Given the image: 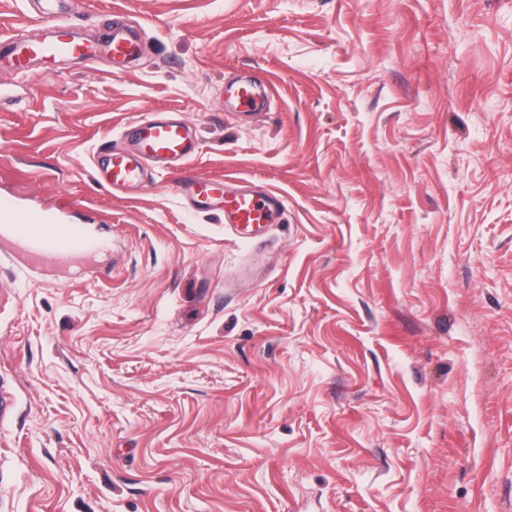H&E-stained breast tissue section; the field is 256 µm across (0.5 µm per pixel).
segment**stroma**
<instances>
[{"mask_svg": "<svg viewBox=\"0 0 512 512\" xmlns=\"http://www.w3.org/2000/svg\"><path fill=\"white\" fill-rule=\"evenodd\" d=\"M58 20L143 61L0 69V198L110 244L0 246V512H512V0H0ZM153 112L281 222L112 196L93 157ZM267 104V94L252 80L240 78L224 82V108L242 115L262 112Z\"/></svg>", "mask_w": 512, "mask_h": 512, "instance_id": "1", "label": "stroma"}]
</instances>
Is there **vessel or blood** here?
I'll list each match as a JSON object with an SVG mask.
<instances>
[{
	"label": "vessel or blood",
	"mask_w": 512,
	"mask_h": 512,
	"mask_svg": "<svg viewBox=\"0 0 512 512\" xmlns=\"http://www.w3.org/2000/svg\"><path fill=\"white\" fill-rule=\"evenodd\" d=\"M0 58L18 71L26 70L31 60L45 62L61 56L93 60L111 57L126 65L142 56L138 31L113 28L105 37L88 39L67 24H54L49 37L24 39L15 36L5 41ZM267 97L252 80L225 81L224 107L243 115L263 111ZM122 144L107 145L94 157L97 181L112 194L123 196L144 189L149 166L175 175L179 184L199 201L218 198L225 223L247 228L280 223L285 210L283 196L268 187L239 180L235 188L225 189L223 180L204 178L190 172L189 162L198 151L193 127L177 114H151L124 128ZM0 241L10 242L18 261L30 268H49L74 258H90L107 246L94 237L87 225L50 222L39 212L18 213L11 201L0 200Z\"/></svg>",
	"instance_id": "obj_1"
}]
</instances>
